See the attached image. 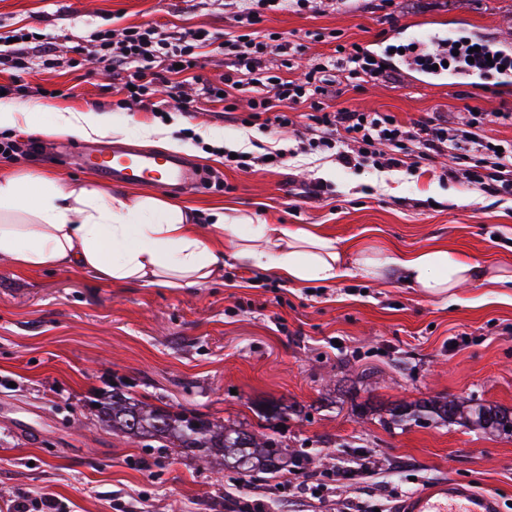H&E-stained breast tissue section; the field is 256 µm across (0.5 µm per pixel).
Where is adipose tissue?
<instances>
[{
  "instance_id": "obj_1",
  "label": "adipose tissue",
  "mask_w": 512,
  "mask_h": 512,
  "mask_svg": "<svg viewBox=\"0 0 512 512\" xmlns=\"http://www.w3.org/2000/svg\"><path fill=\"white\" fill-rule=\"evenodd\" d=\"M107 114L54 110L40 133L84 139L110 133ZM239 241L235 256L296 284H331L363 274L396 272L424 295L471 286L512 288V275L442 246L408 254L382 249L348 262L335 239L312 227L244 226L242 218L195 208L154 193L109 191L44 173L0 172V260L20 271L78 267L120 284L191 288L224 269V240Z\"/></svg>"
}]
</instances>
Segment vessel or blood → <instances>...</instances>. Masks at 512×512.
I'll use <instances>...</instances> for the list:
<instances>
[{"instance_id": "b4317fda", "label": "vessel or blood", "mask_w": 512, "mask_h": 512, "mask_svg": "<svg viewBox=\"0 0 512 512\" xmlns=\"http://www.w3.org/2000/svg\"><path fill=\"white\" fill-rule=\"evenodd\" d=\"M81 165L102 180L115 184L161 183L176 189L198 185L193 162L182 156H159L130 145H95L84 148ZM403 512H498L495 498L448 480L415 492Z\"/></svg>"}]
</instances>
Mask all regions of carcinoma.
Wrapping results in <instances>:
<instances>
[{
  "instance_id": "cac0c4a2",
  "label": "carcinoma",
  "mask_w": 512,
  "mask_h": 512,
  "mask_svg": "<svg viewBox=\"0 0 512 512\" xmlns=\"http://www.w3.org/2000/svg\"><path fill=\"white\" fill-rule=\"evenodd\" d=\"M100 421L112 432L138 438L167 440L183 453L209 463L215 456L245 477L255 472L278 474L288 467L274 439L243 426H227L193 411L173 412L149 406L122 391L97 401ZM468 422L482 430L512 436V410L496 405H463L454 400L429 397L389 408V422Z\"/></svg>"
}]
</instances>
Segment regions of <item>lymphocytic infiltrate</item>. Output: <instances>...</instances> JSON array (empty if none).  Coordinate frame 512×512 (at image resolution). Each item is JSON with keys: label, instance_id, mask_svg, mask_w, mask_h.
Listing matches in <instances>:
<instances>
[{"label": "lymphocytic infiltrate", "instance_id": "obj_1", "mask_svg": "<svg viewBox=\"0 0 512 512\" xmlns=\"http://www.w3.org/2000/svg\"><path fill=\"white\" fill-rule=\"evenodd\" d=\"M242 34L223 43L230 65L218 81L203 83L201 93L212 101L224 100L229 110L238 112L240 121L265 127L292 125L291 110L302 103L311 107L307 118L318 128V142L335 151L339 160L351 163L353 157L381 156V168H417L420 159L430 154L459 150L470 143L474 156L466 157L463 173L467 181L484 184L491 191L512 190V143L496 145L477 132L450 133L444 120L431 117L407 126L393 115L352 109L324 111L320 99L330 87L324 69L347 71L350 78L361 76L384 80L389 69L381 67L360 46L331 57L327 67H315L304 78L273 79L269 73L270 55L283 52L278 33L260 31L266 13L288 8H309L311 0H242ZM93 56L107 63L112 86L123 94L125 103L151 107L158 86L177 89L168 81L175 69L191 72L199 65V51L210 44L209 35L184 34L177 37L159 32L153 26H128L120 31H100L94 36ZM492 165H485V157Z\"/></svg>", "mask_w": 512, "mask_h": 512}]
</instances>
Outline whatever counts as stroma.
I'll list each match as a JSON object with an SVG mask.
<instances>
[{"label":"stroma","mask_w":512,"mask_h":512,"mask_svg":"<svg viewBox=\"0 0 512 512\" xmlns=\"http://www.w3.org/2000/svg\"><path fill=\"white\" fill-rule=\"evenodd\" d=\"M238 0H0V51L26 28L51 36L56 56L34 55L24 70L0 69L11 100L51 107L95 106L123 126L121 143L151 152L139 124L158 113L121 105L111 78L85 59L101 29L151 25L205 29L217 41L237 32ZM265 25L297 44L304 70L356 43L392 67L390 78L347 83L336 74L330 110L385 112L409 123L440 116L453 132L481 112L483 137L512 140V78L470 81L456 63L444 79L417 65L446 55L444 38L468 39L512 55V0H315L269 13ZM276 75H287L272 56ZM307 105L294 132L245 127L223 103L197 99L168 111V135L210 130L184 155L220 189L159 194L200 213L215 206L256 224H311L349 255L364 246L396 253L439 245L512 271V193L496 195L451 175L452 157L387 171L372 160L344 164L311 146ZM38 140L29 127L0 136ZM41 141V140H38ZM35 156L0 155V171L93 176L71 161L83 139L41 141ZM287 149L284 165L262 154ZM249 153L240 170L225 150ZM118 389L171 410L192 409L226 424L272 434L289 455L313 448L301 472L251 481L205 466L180 449L146 445L102 426L96 394ZM439 397L512 409V290L461 288L424 297L400 276L357 275L330 285L292 284L234 256L197 288L115 284L75 267L20 272L0 262V512L20 495L48 492L70 512H401L421 488L448 479L491 492L512 512V437L459 423L387 424L385 405ZM295 414L267 419L269 402ZM318 482L321 496L304 486Z\"/></svg>","instance_id":"obj_1"}]
</instances>
